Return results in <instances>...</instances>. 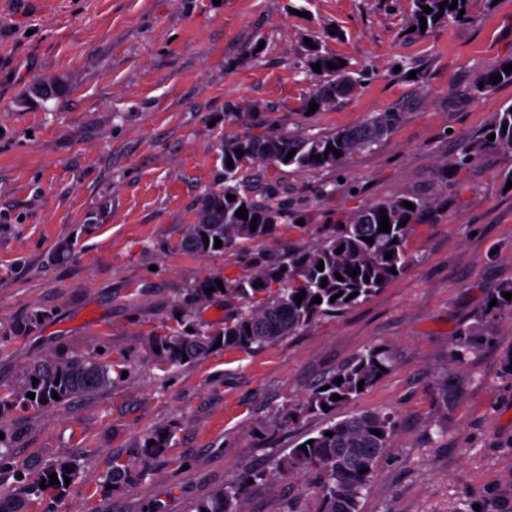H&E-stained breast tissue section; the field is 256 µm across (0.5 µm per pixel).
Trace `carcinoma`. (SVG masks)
I'll return each mask as SVG.
<instances>
[{"label":"carcinoma","instance_id":"obj_1","mask_svg":"<svg viewBox=\"0 0 512 512\" xmlns=\"http://www.w3.org/2000/svg\"><path fill=\"white\" fill-rule=\"evenodd\" d=\"M453 0H414V9L406 22V28L416 27L409 36L422 38L435 28L467 18L470 7L468 0H458L457 8L451 10ZM432 8L430 13L423 6ZM466 13H460V10ZM426 16L427 28L421 30L420 17ZM333 38L325 33V39L313 40L315 47L305 48V67L311 74L320 78L307 102H314L318 109L332 108L346 97L357 78L348 66H340V59L325 50L326 40ZM336 68H328V63ZM321 64V72L312 65ZM512 63V58L499 61L482 74L474 85V91L483 94L499 85L512 84V73L506 74L504 66ZM499 75L502 80H491ZM484 86H479V83ZM403 113L396 110L373 112L362 122L334 132L305 134L288 130H278L253 134L251 132L222 136L217 141V149L224 165V182L205 190L195 207V216L206 218L204 224H188L178 242L180 251L206 258L212 254L231 250L241 243H262L288 234L286 224H266L265 217L273 214L281 218L274 192L266 190L261 198H256L251 187L245 184L243 169L257 163L263 166L293 167L297 171L334 170L354 155L369 151L387 137L402 121ZM507 131H502V127ZM488 133L495 139L484 140V144L501 153H512V106L497 113ZM333 147L340 151L336 156L328 150ZM243 155L236 154V151ZM295 151L291 159H286L289 151ZM232 159L234 167L227 165ZM235 196L230 201L227 195ZM404 197L369 203L349 213L342 223L334 224L316 244L294 249L284 259L269 258L243 275H214L197 282L188 290L185 297L175 303V312L180 317L173 318V324L163 327V332L147 340L148 353L159 363L170 367H183L194 364L215 352L213 346L221 343L223 349L250 351L279 342L287 337L313 327L318 322L343 314L376 294L381 288L404 272L411 261L406 243L413 227L422 217L431 212L434 205L420 199H413L415 209L402 205ZM248 210V219L236 216L240 207ZM388 216L390 232H380L379 217ZM256 225H251V218ZM405 225H400L401 221ZM371 237L369 244L363 238ZM222 246L214 248L215 240ZM392 258H385L386 253ZM324 264V270L317 265ZM396 268L397 274L391 273ZM356 276H351L352 270ZM342 279H337L336 275ZM369 281H364V277ZM328 284L321 285L322 279ZM222 281L224 289L217 288ZM214 288L205 293L204 289ZM306 292L301 303L295 296ZM335 301L330 298L335 294ZM355 297H350V294ZM512 293V285H505L494 295L497 305L487 309L489 314L503 311L512 313V299L503 297ZM222 296L224 301L234 304L231 312L224 315L220 326L200 320L194 307ZM319 296L320 303H311ZM44 314L34 312L14 324L11 332L25 335L40 325ZM188 360H183V357ZM392 354L382 345H374L357 355L349 363L332 375L323 379L312 389L288 418L262 428V433L272 436L280 427L295 425L309 416L323 419L322 426L315 434L290 449L288 455L277 467L281 479H295L309 470L317 473L319 512H361L363 491L372 482L378 464L387 449L393 447L396 434V420L393 415L382 412L353 411L336 419V412L353 403L362 392L372 387L379 376L386 374L392 366ZM121 367L116 361H108L93 354L56 352L28 361L8 396H0V419L20 410L42 409L55 404L66 403L104 391L121 381ZM38 379L32 384V379ZM341 384H336V379ZM363 386H358V382ZM328 389L321 390V387ZM57 392L59 398L52 397ZM32 392L35 398L27 397ZM340 395L333 400L331 396ZM330 407L325 411L322 406ZM380 431V435L373 431ZM330 431L333 436L325 435ZM163 429H153L140 435L131 444L126 459L116 455L112 472L105 483L112 485L110 491H125L141 482L148 475L149 464L162 456L169 448L171 437L163 438ZM154 444H148V441ZM307 450H301V447ZM78 465L69 458L51 460L42 468L36 480L24 484L20 491L11 496L0 495V512H25L27 501L33 495H43L48 491L66 490L64 477L76 478ZM57 474L59 483L41 488L42 479ZM269 474L261 469L246 466L238 478L226 483L210 495L197 500L194 512H240L243 499L251 489L263 485Z\"/></svg>","mask_w":512,"mask_h":512}]
</instances>
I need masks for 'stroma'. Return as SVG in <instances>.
<instances>
[{"instance_id": "35a3bbf8", "label": "stroma", "mask_w": 512, "mask_h": 512, "mask_svg": "<svg viewBox=\"0 0 512 512\" xmlns=\"http://www.w3.org/2000/svg\"><path fill=\"white\" fill-rule=\"evenodd\" d=\"M412 0H0V389L24 363L67 348L103 349L126 380L59 406L13 413L0 494L57 457L76 459L66 492L28 512H190L244 466L275 470L320 425L288 415L323 377L372 345L391 370L353 402L391 412L394 445L362 512H512V314L485 317L512 283V155L481 142L512 85L482 94L478 76L512 56V0H471L466 21L407 37ZM337 27L333 53L359 84L331 109L306 111L314 80L306 38ZM58 81L43 99L30 88ZM394 109L401 123L333 172L253 167L274 189L288 237L208 258L175 248L201 193L224 176L217 140L243 130L331 132ZM396 197L436 203L407 243L404 273L367 301L297 336L246 353L221 350L160 370L145 344L201 279L235 275L319 240L351 210ZM302 228H295L294 219ZM76 255L55 261L57 243ZM35 311L33 332L10 335ZM478 343L457 357L464 328ZM447 381V393L438 384ZM174 434L151 473L109 494L113 456L137 436ZM317 512L315 472L253 488L242 512L280 502Z\"/></svg>"}]
</instances>
